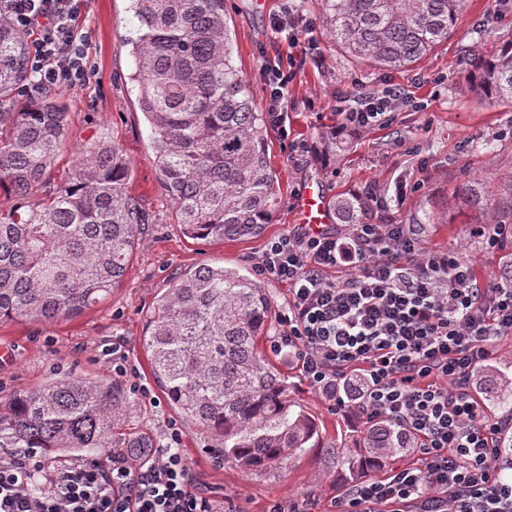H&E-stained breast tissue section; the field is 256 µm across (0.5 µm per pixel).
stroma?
Wrapping results in <instances>:
<instances>
[{
	"label": "stroma",
	"instance_id": "35a3bbf8",
	"mask_svg": "<svg viewBox=\"0 0 512 512\" xmlns=\"http://www.w3.org/2000/svg\"><path fill=\"white\" fill-rule=\"evenodd\" d=\"M224 8L234 64L260 103L265 100L260 69L287 49L284 36L272 30V20L291 15L299 33L314 36L313 50L296 55L286 123L270 132L269 155L281 175L283 193L275 221L262 236L251 239L204 244L184 236L159 179L151 130L131 79L135 58L129 39L137 21L130 0H85L79 28L89 37L93 74L83 87L58 94L68 112L67 143L41 192L49 194L63 181L81 146L103 137L122 148L131 168L129 190L150 221L121 282L107 298L72 319L0 323V401L38 387L54 373L119 380L133 401L124 432L150 434L162 446L171 428H178L177 450L205 496L233 500L237 512H267L273 502L305 498L322 512L328 499L349 486L325 446H354L364 427L362 418L351 408L325 401L304 380L295 361L276 353L272 359L287 376L291 397L319 425L321 447L264 477L233 463L216 464L207 452L206 434L190 428L153 378L140 338L173 273L202 264L256 273L267 243L293 229V200L310 183L329 197L371 185L390 198L396 183L406 182L412 188L408 200L400 207L389 206L386 219L417 223L425 251L470 261L480 280L493 279L503 251L487 247L478 233L482 217L459 196L458 188L467 180L493 183L512 173V107L484 101L472 92L464 58L471 48L491 53L512 41V8L504 9L502 0H467L448 42L407 70L355 63L337 51L314 0H224ZM389 85L409 97L389 122L353 135L340 156L317 160L318 136L336 122L337 97ZM116 341L127 355L122 376L115 375L105 356Z\"/></svg>",
	"mask_w": 512,
	"mask_h": 512
}]
</instances>
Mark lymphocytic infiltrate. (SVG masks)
Segmentation results:
<instances>
[{"label":"lymphocytic infiltrate","instance_id":"f902f5d3","mask_svg":"<svg viewBox=\"0 0 512 512\" xmlns=\"http://www.w3.org/2000/svg\"><path fill=\"white\" fill-rule=\"evenodd\" d=\"M84 0H0L32 38L34 88L71 90L91 75L76 21ZM293 55L261 77L273 122L285 110ZM404 95L360 94L336 114L350 128L388 121ZM338 277H330L333 269ZM259 275L288 285V313L274 350H287L305 380L332 404L363 419L386 417L414 439L417 457L331 499L326 512H512V459L501 436L512 414L491 419L475 397L477 372L499 339L512 336V286L478 281L468 261L422 251L407 224H354L347 233L307 226L270 241ZM145 458L54 467L33 493L37 449L0 460V512H230L196 492L173 445Z\"/></svg>","mask_w":512,"mask_h":512}]
</instances>
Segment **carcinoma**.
Here are the masks:
<instances>
[{
  "mask_svg": "<svg viewBox=\"0 0 512 512\" xmlns=\"http://www.w3.org/2000/svg\"><path fill=\"white\" fill-rule=\"evenodd\" d=\"M131 40L139 106L152 131L162 185L186 237L222 241L264 232L280 210L279 173L268 156L269 120L234 65L224 0H132ZM331 40L348 57L406 69L448 41L465 0H314ZM26 34L0 13V190L20 200L39 190L67 140L66 108L41 92L22 110L6 104L30 80ZM473 90L512 105V42L468 54ZM337 156L347 136L319 137ZM121 149L100 138L80 152L67 179L34 205L0 210V320L53 322L105 299L126 271L149 216L128 190ZM491 202L488 224H512V178L497 199L483 180L459 188ZM370 195L331 200L343 224H359ZM272 326L265 288L235 268L202 265L176 273L142 337L153 378L168 401L210 440L218 458L252 474L301 457L318 427L290 397L288 379L259 342ZM486 397L512 408V379L494 365L479 373ZM130 395L118 382L56 375L0 402V448H40L104 460L112 447L130 460L153 447L122 438ZM413 442L394 422L365 423L360 448L329 445L341 471L358 479L406 455Z\"/></svg>",
  "mask_w": 512,
  "mask_h": 512,
  "instance_id": "obj_1",
  "label": "carcinoma"
}]
</instances>
